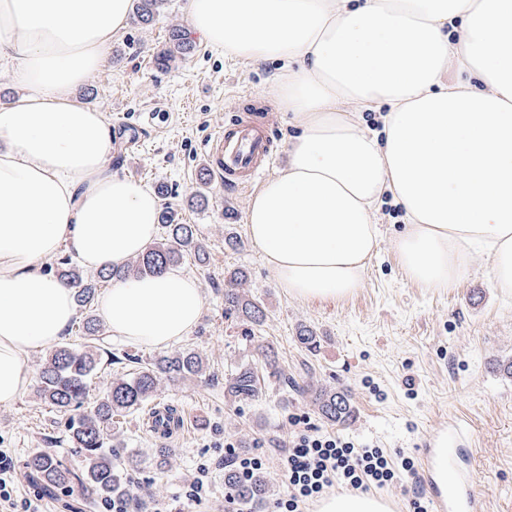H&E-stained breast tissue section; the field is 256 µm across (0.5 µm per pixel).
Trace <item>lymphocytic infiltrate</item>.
I'll list each match as a JSON object with an SVG mask.
<instances>
[{
	"instance_id": "obj_1",
	"label": "lymphocytic infiltrate",
	"mask_w": 512,
	"mask_h": 512,
	"mask_svg": "<svg viewBox=\"0 0 512 512\" xmlns=\"http://www.w3.org/2000/svg\"><path fill=\"white\" fill-rule=\"evenodd\" d=\"M289 423L293 432L280 458L287 491L274 500L270 512H303L330 489L376 491L416 473L412 457H394L373 444L319 432L307 415H292ZM16 490L13 458L0 448V512H43L39 498H18Z\"/></svg>"
}]
</instances>
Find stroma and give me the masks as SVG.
<instances>
[{"label": "stroma", "mask_w": 512, "mask_h": 512, "mask_svg": "<svg viewBox=\"0 0 512 512\" xmlns=\"http://www.w3.org/2000/svg\"><path fill=\"white\" fill-rule=\"evenodd\" d=\"M187 0H166L153 26L128 24L113 43L104 63L93 71L76 95L104 112L112 134L114 173L141 180L150 190L166 186L162 206L177 212L180 223L195 225L209 253L206 264L185 256L178 268L194 277L201 290L203 313L189 336L172 350L201 353L204 377L161 380L148 407L169 405L175 424L168 436L148 432L143 412L114 417L119 430L118 455L134 454L138 471L131 475L134 497L149 510L164 512H225L224 444L242 452H259L268 460L264 476L274 495L284 494L277 457L288 439V419L309 416L322 432L337 431L370 441L392 454L422 460L431 437L451 421L464 422L471 450L470 473L476 484L480 512H506L512 505V378L497 365L512 361V290L499 288L490 274L491 259L474 251L469 266L451 288H428L409 281L395 252L405 228L403 211L383 197L376 219L382 231L378 251L360 287L330 302H310L279 288L261 253L246 240L245 217L251 191L228 189L200 178L208 134L256 100L275 126L278 155L270 169L278 174L287 163V144L295 127L290 112L268 96L278 66L254 63L211 49L201 38L170 68L159 69L155 56L173 29H187ZM160 109L156 125H142L143 112ZM200 206H189L195 194ZM241 236L239 248L225 245L228 233ZM245 269L244 289L260 300L267 317L255 327L224 316V280L228 271ZM320 338L316 352L296 342L300 326ZM279 354L289 376L307 386L298 393L270 378L262 395L248 402L232 400L224 380L242 362L257 358L256 337ZM102 348L115 358L104 361L89 395L98 397L113 378L133 371L128 355L155 356L153 348L104 331ZM322 386L344 388L355 414L346 424L332 426L315 411L310 393ZM66 418L40 400L36 387L16 401L0 404V448L10 449L22 497L38 496L45 512H105L103 503L78 487L58 490L28 475L27 456L42 450L76 465L64 437ZM169 451L164 468H155L157 449ZM212 468V493L201 506L182 495L184 479L197 466Z\"/></svg>", "instance_id": "stroma-1"}]
</instances>
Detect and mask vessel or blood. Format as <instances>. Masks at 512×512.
<instances>
[{
  "label": "vessel or blood",
  "instance_id": "vessel-or-blood-1",
  "mask_svg": "<svg viewBox=\"0 0 512 512\" xmlns=\"http://www.w3.org/2000/svg\"><path fill=\"white\" fill-rule=\"evenodd\" d=\"M276 154L271 124L237 117L210 136L204 151V173L208 181L241 188L261 176ZM433 498L439 512H476L477 509L468 481L459 476L447 492L434 493Z\"/></svg>",
  "mask_w": 512,
  "mask_h": 512
}]
</instances>
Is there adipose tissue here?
Masks as SVG:
<instances>
[{
  "instance_id": "obj_1",
  "label": "adipose tissue",
  "mask_w": 512,
  "mask_h": 512,
  "mask_svg": "<svg viewBox=\"0 0 512 512\" xmlns=\"http://www.w3.org/2000/svg\"><path fill=\"white\" fill-rule=\"evenodd\" d=\"M131 0H0V65L27 94L0 104V403L31 385L27 354L75 318L40 264L69 250L91 269L155 239L159 198L113 174L103 112L71 96L127 26ZM189 30L276 62L270 96L293 115L288 165L254 193L246 232L279 287L336 301L380 242L383 195L404 210L408 280L449 288L475 249L512 288V0H188ZM381 112L382 129L355 115ZM204 302L178 270L113 285V334L153 347L187 336Z\"/></svg>"
}]
</instances>
